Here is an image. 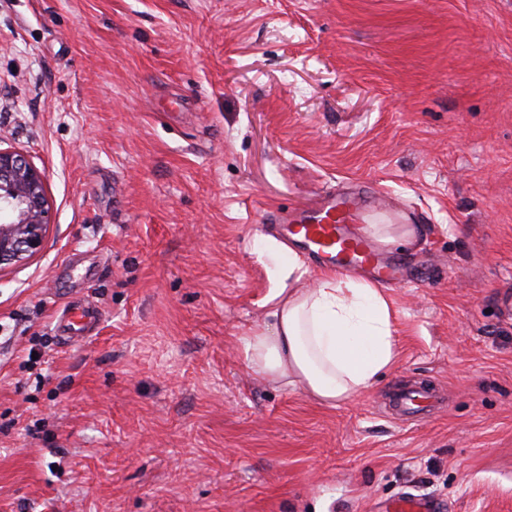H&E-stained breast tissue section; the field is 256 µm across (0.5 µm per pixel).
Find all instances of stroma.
I'll list each match as a JSON object with an SVG mask.
<instances>
[{
  "label": "stroma",
  "instance_id": "stroma-1",
  "mask_svg": "<svg viewBox=\"0 0 512 512\" xmlns=\"http://www.w3.org/2000/svg\"><path fill=\"white\" fill-rule=\"evenodd\" d=\"M0 149L51 204L0 270V512H512V0H0ZM340 184L417 239L395 364L331 408L239 338L265 214ZM97 314L90 311L89 308L80 311L70 312L67 318L60 319V330L67 332L68 336H63L69 339H83L82 332L90 325L97 321ZM396 391L397 406L402 413L410 415L422 414L423 411H427L429 410L428 408L433 406V402L428 405L419 404L420 392L412 387L400 386Z\"/></svg>",
  "mask_w": 512,
  "mask_h": 512
}]
</instances>
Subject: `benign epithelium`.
<instances>
[{
    "label": "benign epithelium",
    "mask_w": 512,
    "mask_h": 512,
    "mask_svg": "<svg viewBox=\"0 0 512 512\" xmlns=\"http://www.w3.org/2000/svg\"><path fill=\"white\" fill-rule=\"evenodd\" d=\"M48 224L43 172L22 154L0 150V268L38 253Z\"/></svg>",
    "instance_id": "1"
}]
</instances>
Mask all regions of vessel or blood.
<instances>
[{
	"instance_id": "obj_1",
	"label": "vessel or blood",
	"mask_w": 512,
	"mask_h": 512,
	"mask_svg": "<svg viewBox=\"0 0 512 512\" xmlns=\"http://www.w3.org/2000/svg\"><path fill=\"white\" fill-rule=\"evenodd\" d=\"M264 221L300 245L313 261L368 270L382 285L403 277L400 261L381 258L369 239L354 232V225L365 221L361 207L355 197L338 189L321 192L313 206L296 207L285 215L267 213ZM96 320V313L83 309L68 313L59 327L70 338L78 339Z\"/></svg>"
}]
</instances>
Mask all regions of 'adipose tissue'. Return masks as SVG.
<instances>
[{
	"instance_id": "ef3b65f1",
	"label": "adipose tissue",
	"mask_w": 512,
	"mask_h": 512,
	"mask_svg": "<svg viewBox=\"0 0 512 512\" xmlns=\"http://www.w3.org/2000/svg\"><path fill=\"white\" fill-rule=\"evenodd\" d=\"M269 301L271 324L242 338L250 368L323 405L370 388L397 356L389 303L369 281L332 273L314 288L275 289Z\"/></svg>"
}]
</instances>
